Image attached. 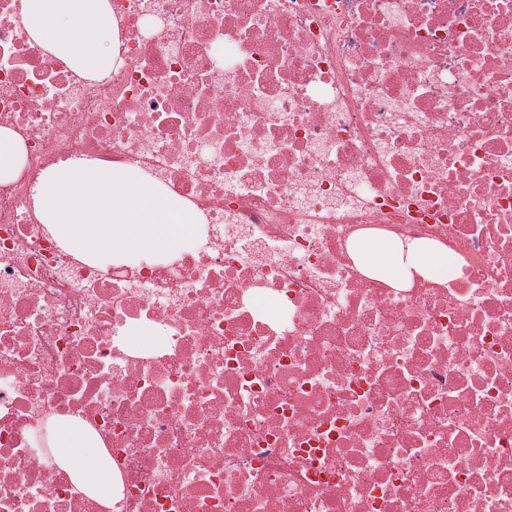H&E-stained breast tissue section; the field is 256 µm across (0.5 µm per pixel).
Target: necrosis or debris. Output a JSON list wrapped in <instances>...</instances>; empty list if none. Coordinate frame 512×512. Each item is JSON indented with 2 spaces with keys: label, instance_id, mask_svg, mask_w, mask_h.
I'll return each instance as SVG.
<instances>
[{
  "label": "necrosis or debris",
  "instance_id": "4bbe7bcc",
  "mask_svg": "<svg viewBox=\"0 0 512 512\" xmlns=\"http://www.w3.org/2000/svg\"><path fill=\"white\" fill-rule=\"evenodd\" d=\"M108 3L95 77L0 0L26 149L0 183V512H512V0ZM81 158L193 204L203 243L76 257L34 190ZM377 236L456 271L391 284L354 254ZM60 417L110 501L43 444ZM157 336L154 326L136 325L129 333L128 344L134 350H144L156 343ZM46 444L53 448L73 479L90 492L112 498L113 476L99 452L88 428L77 418L61 417L47 431Z\"/></svg>",
  "mask_w": 512,
  "mask_h": 512
}]
</instances>
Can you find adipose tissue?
Segmentation results:
<instances>
[{"instance_id":"ef3b65f1","label":"adipose tissue","mask_w":512,"mask_h":512,"mask_svg":"<svg viewBox=\"0 0 512 512\" xmlns=\"http://www.w3.org/2000/svg\"><path fill=\"white\" fill-rule=\"evenodd\" d=\"M24 22L32 37L52 54L70 57L76 65L94 73L111 67L113 24L106 0H28ZM360 252L366 265L381 268L397 285L415 272L438 280L447 279L453 272V261L444 251L378 241L363 245ZM46 444L69 466L76 482L90 492L111 498L112 472L80 419L62 417L53 421Z\"/></svg>"}]
</instances>
